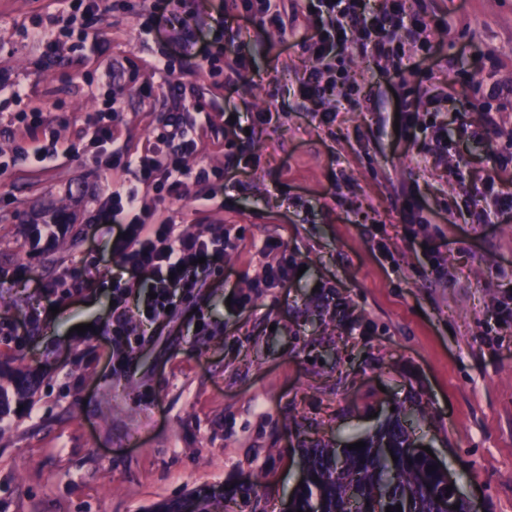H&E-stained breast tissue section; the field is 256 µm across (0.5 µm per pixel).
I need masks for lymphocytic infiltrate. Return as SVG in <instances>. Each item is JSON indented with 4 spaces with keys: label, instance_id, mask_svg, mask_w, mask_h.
<instances>
[{
    "label": "lymphocytic infiltrate",
    "instance_id": "f902f5d3",
    "mask_svg": "<svg viewBox=\"0 0 512 512\" xmlns=\"http://www.w3.org/2000/svg\"><path fill=\"white\" fill-rule=\"evenodd\" d=\"M294 6L305 21L299 44L311 60L296 89L300 98L312 100L340 88L353 90L349 74L336 66L337 56L351 47L378 58L399 57L400 73H413V63L403 62L404 52L389 33L391 23L403 17L402 0H389L383 11L375 13L366 12L364 0H294ZM119 101V96H112L105 109L86 113L83 129L88 143L70 148V156L93 148L108 150ZM202 109L196 100L182 111L163 113L157 132L141 152L109 151L107 168L130 172L133 179L115 184L104 177L92 189L98 206L90 221L108 224L102 249L123 268L111 285L114 306L107 333L114 344L113 368L126 366L125 339L135 332L127 315L131 279L143 280L153 293L139 308L141 319L152 322L164 315L166 307L174 306L176 295L194 297L205 275L224 269V249L231 238L223 225L208 223L207 214L216 199L214 183L223 179L225 170L196 161L201 141L192 115ZM189 185L195 188L192 230L176 223L165 208Z\"/></svg>",
    "mask_w": 512,
    "mask_h": 512
}]
</instances>
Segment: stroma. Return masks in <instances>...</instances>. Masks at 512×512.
<instances>
[{
    "label": "stroma",
    "instance_id": "obj_1",
    "mask_svg": "<svg viewBox=\"0 0 512 512\" xmlns=\"http://www.w3.org/2000/svg\"><path fill=\"white\" fill-rule=\"evenodd\" d=\"M139 3L95 13L88 39L63 31L49 48L31 33L61 14L58 0H0V153L17 159L0 173V269L26 271L0 288V322L37 317L0 333V361L43 376L31 404L0 419V512H151L254 477L256 493L229 512H282L305 445L356 442L398 404L482 512H512V220L483 221L497 192L512 193V0H407L408 15L452 20L435 32L438 52L404 43L418 70L402 83L395 59L347 51L359 97L309 104L294 94L307 53L259 15L244 35L251 66L224 85L184 50H233L218 25L224 0H183L156 34L142 32ZM163 52L165 81L153 69ZM118 62L116 148L136 152L154 134L159 115L141 101L150 85L169 109L201 94V163L223 168L210 122L230 111L254 157L209 214L237 242L197 295L207 330L180 314L141 324L147 290L134 284L129 318L143 336L121 371L104 334L118 261L105 257L72 300L39 287L101 243L86 194L101 171L64 157L28 167L20 153L45 136L17 119L45 112L58 149L79 144ZM332 108L335 124H320ZM259 112L269 125L254 127ZM399 116L409 133L395 131ZM269 236L290 269L272 287Z\"/></svg>",
    "mask_w": 512,
    "mask_h": 512
}]
</instances>
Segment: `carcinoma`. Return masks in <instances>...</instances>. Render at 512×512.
Listing matches in <instances>:
<instances>
[{
	"label": "carcinoma",
	"instance_id": "obj_1",
	"mask_svg": "<svg viewBox=\"0 0 512 512\" xmlns=\"http://www.w3.org/2000/svg\"><path fill=\"white\" fill-rule=\"evenodd\" d=\"M41 378L30 371L0 365V416L23 406L39 389ZM411 436L402 412L391 415L365 446L349 450L328 445L302 449L303 462L317 476L296 489L291 512H352V499L359 494L357 512H386L401 505L402 512H444L443 465L438 460L421 461L408 456ZM433 466L430 472L427 467ZM224 512V501L193 498L189 503L173 502L157 512Z\"/></svg>",
	"mask_w": 512,
	"mask_h": 512
}]
</instances>
